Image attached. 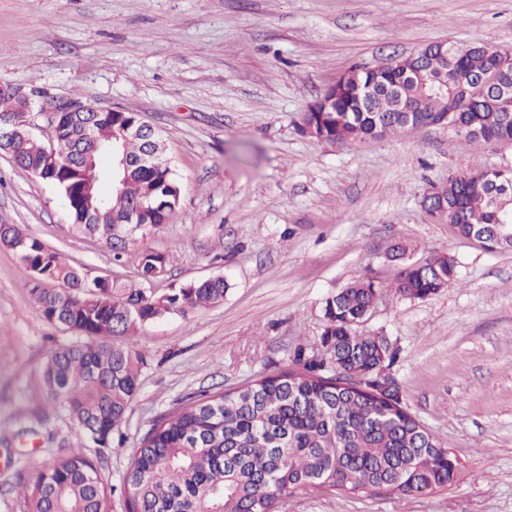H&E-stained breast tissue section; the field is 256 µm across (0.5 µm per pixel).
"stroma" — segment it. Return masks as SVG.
<instances>
[{"mask_svg": "<svg viewBox=\"0 0 512 512\" xmlns=\"http://www.w3.org/2000/svg\"><path fill=\"white\" fill-rule=\"evenodd\" d=\"M448 40L512 50V0H0V82L137 113L182 184L173 217L130 237L117 262L52 184L0 154V224L91 279L137 280L153 251L167 258L155 293L228 283L223 302L140 328L139 391L100 447L42 380L49 354L82 336L41 318L19 256L0 247V512H24L16 480L33 484L38 463L72 448L125 512L123 478L155 419L289 368L297 348L320 346L326 300L361 279L384 291L358 329L396 349L403 403L457 457L459 478L405 498L301 488L282 512H512V251L422 207L449 177L512 166V142L474 148L452 125L336 146L299 131L350 66ZM398 243L402 262L389 258ZM436 255L455 259L456 282L423 300L396 292L403 262Z\"/></svg>", "mask_w": 512, "mask_h": 512, "instance_id": "1", "label": "stroma"}]
</instances>
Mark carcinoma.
Returning a JSON list of instances; mask_svg holds the SVG:
<instances>
[{
    "instance_id": "carcinoma-1",
    "label": "carcinoma",
    "mask_w": 512,
    "mask_h": 512,
    "mask_svg": "<svg viewBox=\"0 0 512 512\" xmlns=\"http://www.w3.org/2000/svg\"><path fill=\"white\" fill-rule=\"evenodd\" d=\"M496 81L512 86V63L481 50V43L453 44L448 59L429 44L395 65H354L335 81L336 97L307 106L302 134L331 146L373 139L405 127L400 102L415 109L426 127L449 115L471 144L512 141V92L497 93L454 76L478 77L496 69ZM374 93L366 97L365 88ZM82 108L60 116L48 142L29 132L16 100L0 93V115L12 114L13 135L0 145L16 166L54 185L74 223L116 249L126 233V210L140 207V233L166 223L180 204L181 188L168 159L136 168L114 192L112 155L133 160L143 143L123 138L138 121L133 112H101L76 95ZM507 188L491 200L485 172L451 177L423 204L464 237L492 239L504 216H512V167L494 170ZM0 246L15 251L34 282L41 317L94 336V343L55 349L43 369L50 401L61 404L92 440L109 445L140 387L145 355L129 343L139 328L171 313L185 314L224 300V277L215 276L155 295L144 275L166 268L165 257L147 251L139 280H102L91 285L59 253L0 224ZM453 258L435 256L406 266L396 290L424 299L456 281ZM378 288L358 281L326 301L328 325L321 339L326 359L298 348L294 368L264 375L243 386L203 394L160 416L140 439L122 494L127 512H281L294 489L310 486L346 493H382L392 483L397 496H414L452 485L458 460L427 428L396 405L336 384V370L391 369L395 351L383 338L355 329L373 308ZM26 512H108V489L82 449L73 448L39 466L35 483L22 487Z\"/></svg>"
}]
</instances>
